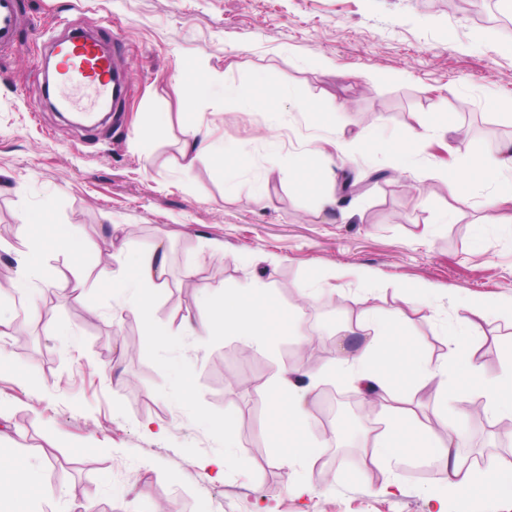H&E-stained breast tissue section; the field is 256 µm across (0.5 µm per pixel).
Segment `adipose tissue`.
Masks as SVG:
<instances>
[{"label":"adipose tissue","instance_id":"ef3b65f1","mask_svg":"<svg viewBox=\"0 0 512 512\" xmlns=\"http://www.w3.org/2000/svg\"><path fill=\"white\" fill-rule=\"evenodd\" d=\"M166 268L159 247L139 255L132 274L114 273L102 268L98 283L110 286H131L132 293L124 300L126 311L141 318H148L152 286L163 282ZM197 316H182L178 328L149 325L148 332L155 342L172 344L180 336H220L229 329L240 330L250 342L261 346L268 339L288 329V317L274 304L267 286L240 289L222 306L202 303ZM398 318L383 316L377 309H366L360 324L369 333L361 353L353 358L342 359L338 373L346 377L352 386L364 390L367 395L391 401L394 424L391 430L376 434L373 438L370 463L376 468L389 470L392 463L411 451L418 435V421L405 408V396L394 389L396 374L409 377L411 386L420 388L435 386L440 396L448 394V364L457 362L465 367L470 378L478 385L476 395L458 393L459 402H470L472 397L483 401L485 411L492 414L512 415V349L503 355L499 373H485L478 361L476 347H462L459 337L472 336L476 328L468 322L448 326V359L435 363L431 359L411 353L402 362H385L375 367L374 360L387 348L397 347ZM269 402V431L276 446L275 464L289 468L298 462L315 461L319 447L310 442L306 434L305 396L299 392L292 379L280 377L267 392ZM458 433L449 429L443 452L447 457V470L443 483L447 489L467 494L489 487L512 494V462L500 464L487 480H480L472 467L459 453ZM39 472L24 462L0 454V512H36L39 502L48 498Z\"/></svg>","mask_w":512,"mask_h":512}]
</instances>
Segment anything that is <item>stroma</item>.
<instances>
[{"instance_id": "obj_1", "label": "stroma", "mask_w": 512, "mask_h": 512, "mask_svg": "<svg viewBox=\"0 0 512 512\" xmlns=\"http://www.w3.org/2000/svg\"><path fill=\"white\" fill-rule=\"evenodd\" d=\"M19 2L18 35L0 48V282L28 276L35 297L0 295V316L13 322L0 339V451L41 468L54 491L43 512H78L87 500L99 512H512L504 493L439 496L443 463L425 452L401 459L399 491L381 494L385 474L369 463L381 407L335 375L338 347L352 355L364 344L367 308L401 315L404 349L440 361L448 324L473 319L461 299L512 305V201L501 176L448 186L475 163L494 165L512 140V35L497 29L512 21V0H484L482 21L447 0ZM75 29L121 41L114 60L127 93L103 127L70 124L41 97L42 52ZM188 68L210 79L208 96H187ZM259 78L285 98L256 95L247 111L225 102V84ZM191 112L231 165L182 167ZM379 124L384 144L365 141ZM340 135L355 192L301 176L336 155ZM399 144L412 163L399 164ZM328 191L337 210L320 205ZM44 214L90 248L77 258L54 247L39 267L24 265L19 226ZM160 238L156 322L178 325L201 297L218 304L259 282L293 328L261 348L228 332L158 346L95 279ZM58 276L66 290L53 288ZM33 300L50 321L20 318ZM476 322L478 335L460 342L496 372L512 323L494 312ZM24 333L33 345L18 344ZM172 361L188 368V391ZM301 366L307 436L338 458L333 468L288 471L272 460L263 391ZM31 370L45 384L26 383ZM436 400L429 386L407 402L433 445L448 432ZM228 416L237 424L229 450ZM148 420L164 434L145 433ZM455 422L471 463L512 458V439L494 432L503 417L474 404ZM224 453L216 482L198 461Z\"/></svg>"}]
</instances>
